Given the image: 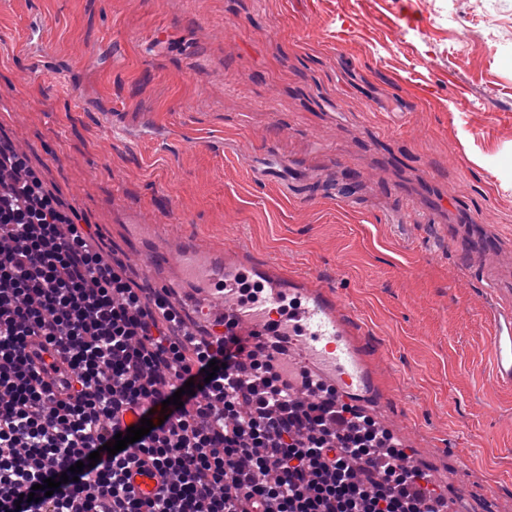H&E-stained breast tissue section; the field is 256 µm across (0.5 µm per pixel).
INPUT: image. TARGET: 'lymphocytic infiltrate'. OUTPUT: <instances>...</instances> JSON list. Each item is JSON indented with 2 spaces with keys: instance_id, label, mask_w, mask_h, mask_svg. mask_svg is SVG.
<instances>
[{
  "instance_id": "f902f5d3",
  "label": "lymphocytic infiltrate",
  "mask_w": 512,
  "mask_h": 512,
  "mask_svg": "<svg viewBox=\"0 0 512 512\" xmlns=\"http://www.w3.org/2000/svg\"><path fill=\"white\" fill-rule=\"evenodd\" d=\"M90 237L0 143V512H439L391 436L290 369L279 342L170 335L179 311L129 288ZM44 347L74 372L64 393L41 374ZM146 415L147 435L103 451ZM144 467L160 478L149 497L130 482Z\"/></svg>"
}]
</instances>
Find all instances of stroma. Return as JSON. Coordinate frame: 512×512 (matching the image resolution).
<instances>
[{"label":"stroma","mask_w":512,"mask_h":512,"mask_svg":"<svg viewBox=\"0 0 512 512\" xmlns=\"http://www.w3.org/2000/svg\"><path fill=\"white\" fill-rule=\"evenodd\" d=\"M510 42L512 0H0V136L131 287L152 242L315 277L445 502L512 512ZM492 369L497 382L512 388V307L496 309Z\"/></svg>","instance_id":"35a3bbf8"}]
</instances>
